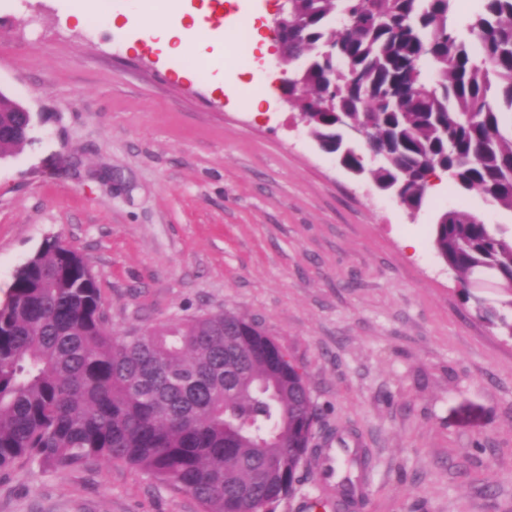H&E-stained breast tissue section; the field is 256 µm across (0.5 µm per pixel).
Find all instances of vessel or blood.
I'll return each instance as SVG.
<instances>
[{
	"label": "vessel or blood",
	"instance_id": "vessel-or-blood-1",
	"mask_svg": "<svg viewBox=\"0 0 512 512\" xmlns=\"http://www.w3.org/2000/svg\"><path fill=\"white\" fill-rule=\"evenodd\" d=\"M361 451L355 445L334 439L321 442L315 453V471L319 480L324 512H344L349 501L360 495L358 475Z\"/></svg>",
	"mask_w": 512,
	"mask_h": 512
}]
</instances>
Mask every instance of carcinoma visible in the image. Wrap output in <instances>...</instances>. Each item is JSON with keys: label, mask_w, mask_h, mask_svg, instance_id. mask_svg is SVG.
<instances>
[{"label": "carcinoma", "mask_w": 512, "mask_h": 512, "mask_svg": "<svg viewBox=\"0 0 512 512\" xmlns=\"http://www.w3.org/2000/svg\"><path fill=\"white\" fill-rule=\"evenodd\" d=\"M453 0H293L309 55L297 98L312 137L335 135L331 111L368 124L345 168L369 173L407 209L440 172L512 211V0H479L465 40ZM409 81L413 90L388 92ZM343 94L323 108L330 82ZM0 94V156L29 123ZM461 287L484 267L512 281V234L448 210L432 227ZM512 337V295L474 309ZM240 355L224 364V350ZM277 343L244 317L215 312L148 334L108 328L84 256L56 239L16 271L0 303V471L28 459L53 469L125 462L192 496L201 512H269L298 482L317 406Z\"/></svg>", "instance_id": "obj_1"}]
</instances>
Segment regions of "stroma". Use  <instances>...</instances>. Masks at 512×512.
<instances>
[{"label": "stroma", "instance_id": "1", "mask_svg": "<svg viewBox=\"0 0 512 512\" xmlns=\"http://www.w3.org/2000/svg\"><path fill=\"white\" fill-rule=\"evenodd\" d=\"M0 0V92L34 116L0 158V302L49 239L87 259L115 333L208 312L256 321L301 368L317 434L368 448L353 512H512V338L464 303L431 228L512 211L448 183L416 217L342 168L283 97L281 0H177L207 27L165 52L136 0ZM252 20L247 50L224 11ZM0 512H200L123 462L0 471Z\"/></svg>", "mask_w": 512, "mask_h": 512}]
</instances>
